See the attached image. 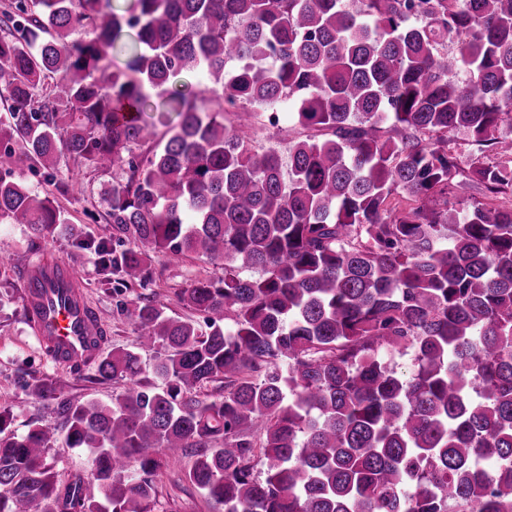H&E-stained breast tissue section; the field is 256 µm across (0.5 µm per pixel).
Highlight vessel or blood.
<instances>
[{
  "label": "vessel or blood",
  "mask_w": 512,
  "mask_h": 512,
  "mask_svg": "<svg viewBox=\"0 0 512 512\" xmlns=\"http://www.w3.org/2000/svg\"><path fill=\"white\" fill-rule=\"evenodd\" d=\"M59 268L61 278L37 281L27 294L28 301L39 303L41 310L33 331L41 345L55 349V362L83 367L99 354L93 344L95 329L71 266L63 262Z\"/></svg>",
  "instance_id": "obj_1"
}]
</instances>
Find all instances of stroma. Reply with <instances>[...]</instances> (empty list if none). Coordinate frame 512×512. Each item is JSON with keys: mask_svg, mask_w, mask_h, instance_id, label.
Masks as SVG:
<instances>
[{"mask_svg": "<svg viewBox=\"0 0 512 512\" xmlns=\"http://www.w3.org/2000/svg\"><path fill=\"white\" fill-rule=\"evenodd\" d=\"M64 166L73 178L86 186L80 198L61 199L65 216L70 223L94 237L111 241L113 230L105 219L102 197L113 181L121 178V171L92 172L70 160L65 161ZM42 251L77 270L86 298L108 333L107 350L137 351L142 376L149 381L154 378L156 351L138 344L129 309L135 302L148 299L161 306L169 316L192 318V311L178 300L180 289L190 287L197 280L216 278L224 273L223 266L201 256L191 255L176 262L159 253L153 259L150 280L145 286L115 289L105 284L97 256L73 247L69 237L56 236L43 243L41 251L36 252L30 249L21 225L0 223V296L10 299L8 306L0 308V406L11 409V428L19 435L35 423L52 426L59 423L52 405L36 401L23 389L21 381L25 374L51 376L66 395L80 402H107L122 389L118 383L94 381V367H87L78 375L67 366L52 362L35 341L22 314L23 282L16 272L34 263ZM190 463L191 457L187 454L166 459L157 476L156 512H214L205 498L182 479Z\"/></svg>", "mask_w": 512, "mask_h": 512, "instance_id": "35a3bbf8", "label": "stroma"}]
</instances>
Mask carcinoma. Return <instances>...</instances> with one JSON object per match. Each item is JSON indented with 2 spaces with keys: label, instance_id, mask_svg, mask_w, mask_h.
Listing matches in <instances>:
<instances>
[{
  "label": "carcinoma",
  "instance_id": "obj_1",
  "mask_svg": "<svg viewBox=\"0 0 512 512\" xmlns=\"http://www.w3.org/2000/svg\"><path fill=\"white\" fill-rule=\"evenodd\" d=\"M123 3L0 12V221L37 250L67 223L56 196L82 192L62 157L118 167L106 220L132 245L76 247L125 288L157 253L224 276L178 294L204 330L130 310L165 347L160 383L118 350L97 360L124 383L108 403L31 385L59 428L17 435L0 408V512H154L163 457L189 448L215 512H512V208L449 197L512 192V0ZM199 71L202 97L182 83ZM285 102L286 163L253 132ZM152 107L170 137L140 152ZM59 430L88 472L47 462Z\"/></svg>",
  "mask_w": 512,
  "mask_h": 512
}]
</instances>
